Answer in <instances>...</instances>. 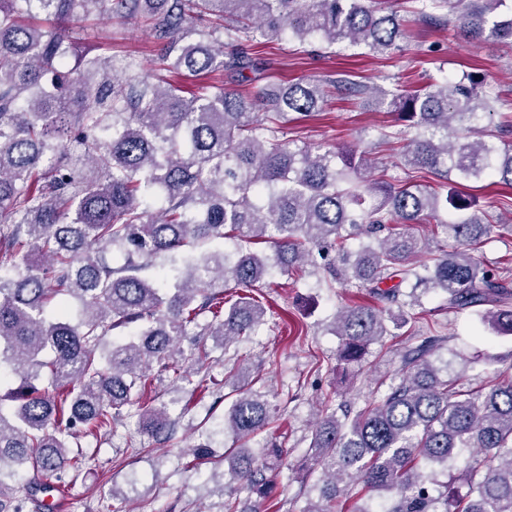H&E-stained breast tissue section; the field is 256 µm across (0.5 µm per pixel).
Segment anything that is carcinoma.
Masks as SVG:
<instances>
[{
  "label": "carcinoma",
  "mask_w": 512,
  "mask_h": 512,
  "mask_svg": "<svg viewBox=\"0 0 512 512\" xmlns=\"http://www.w3.org/2000/svg\"><path fill=\"white\" fill-rule=\"evenodd\" d=\"M411 2L428 19L458 4ZM91 15L141 22L165 75L141 78L126 58L80 50L74 25ZM461 28L512 46V3L476 0ZM257 33L376 55L405 37L374 0H0V368L17 381L12 405L0 406V512H23L27 500L6 480L31 468L48 491V480L78 475L84 455L70 454L73 442L112 434L130 406L142 433L171 439L166 406L145 398L153 371L207 388L211 350L202 342L186 355L181 337L205 312L200 335L223 347L254 334L267 309L252 292L275 271L321 269L326 287L355 283L381 303L336 313L346 366L361 365L390 322L415 333L408 309L419 291L512 334V269L476 257L493 225L461 193L489 179L512 187V143L484 125L481 82L375 89L406 122L381 134L398 145L405 177L370 180L367 152L286 137L290 116L319 110L322 81L224 87L226 72L264 68L249 53ZM417 170L457 191L441 196ZM423 222L449 243L432 250L406 229ZM262 242L270 252L251 250ZM118 328L128 333L99 352ZM445 342L430 336L406 350L396 378L361 405L327 394L309 442L319 495L301 512H336L356 489L380 503L347 512H512V379L465 385L448 375ZM229 378L224 512H256L241 507L252 498L280 512L284 450L269 392L255 389L258 376ZM264 430L257 456L247 443ZM461 448L476 450L458 474L464 495L437 480Z\"/></svg>",
  "instance_id": "obj_1"
}]
</instances>
